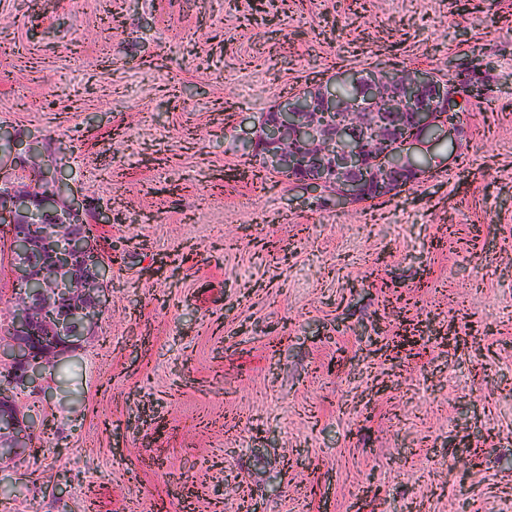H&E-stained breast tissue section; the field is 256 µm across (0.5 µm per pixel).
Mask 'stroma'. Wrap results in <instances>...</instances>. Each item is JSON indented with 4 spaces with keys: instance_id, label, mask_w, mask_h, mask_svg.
Returning <instances> with one entry per match:
<instances>
[{
    "instance_id": "obj_1",
    "label": "stroma",
    "mask_w": 512,
    "mask_h": 512,
    "mask_svg": "<svg viewBox=\"0 0 512 512\" xmlns=\"http://www.w3.org/2000/svg\"><path fill=\"white\" fill-rule=\"evenodd\" d=\"M474 62L465 138L394 194L234 176L283 97ZM0 128L113 258L16 394L0 512H512V0H0ZM407 321L434 340L374 353ZM13 390L0 388V425L7 434L0 442V459L13 460L30 447L34 425L30 416H21L15 403Z\"/></svg>"
}]
</instances>
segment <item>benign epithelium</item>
<instances>
[{
    "label": "benign epithelium",
    "mask_w": 512,
    "mask_h": 512,
    "mask_svg": "<svg viewBox=\"0 0 512 512\" xmlns=\"http://www.w3.org/2000/svg\"><path fill=\"white\" fill-rule=\"evenodd\" d=\"M341 83L354 84L355 97L343 100L336 92V82L328 80L316 88L287 97L270 110L259 128L252 148L264 151L267 167L284 173H298V180L315 189L333 188L336 206L366 199L367 186L362 174L367 170L394 175L409 169V181L428 173L427 166L413 162L412 151L445 130L454 138L466 134L464 123L456 115L465 111L473 75L466 73L446 82L427 71L414 72L401 79L371 70L349 74ZM386 106L397 113L394 126H379L374 121L377 107ZM336 110L346 115L341 123L325 120ZM369 130L379 148L355 147L356 129ZM84 223L83 209L70 203L65 215L56 211L52 188L34 196L22 190L15 198L0 205V224L9 226L17 258L11 272L19 283L39 278L42 264L53 271L52 298L62 307L54 330L62 345L50 356L60 357L80 340L73 335L77 325L93 327L106 302V282L110 267L101 260L89 269L79 270L73 259L80 253L97 254L93 236L77 232ZM42 226L38 237L28 234L27 225ZM34 312L26 306L15 309L7 336L0 340V359L8 358L14 384L33 387L39 368L30 356L28 336L37 331ZM0 459L13 460L30 447L34 425L23 417L11 390L0 388Z\"/></svg>",
    "instance_id": "benign-epithelium-1"
}]
</instances>
